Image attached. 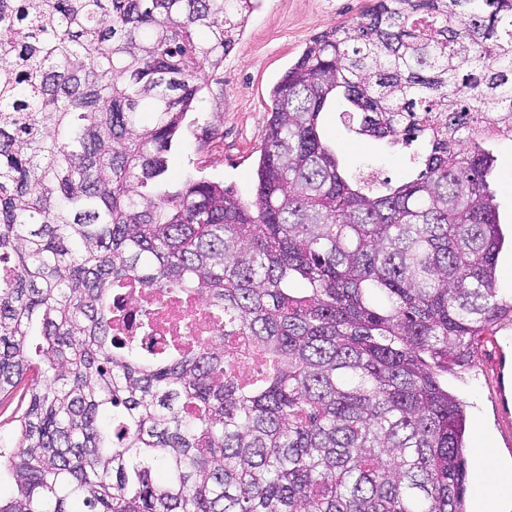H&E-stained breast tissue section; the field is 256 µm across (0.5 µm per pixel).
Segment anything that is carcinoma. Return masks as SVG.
Wrapping results in <instances>:
<instances>
[{
    "label": "carcinoma",
    "instance_id": "1",
    "mask_svg": "<svg viewBox=\"0 0 512 512\" xmlns=\"http://www.w3.org/2000/svg\"><path fill=\"white\" fill-rule=\"evenodd\" d=\"M254 9L0 0V400L27 396L0 512H467L448 375L512 331L490 183L512 0H374L273 86L252 197L171 191L173 141ZM338 97L353 132L425 144L415 178L346 176L318 129ZM130 280L196 292L259 366L115 341Z\"/></svg>",
    "mask_w": 512,
    "mask_h": 512
}]
</instances>
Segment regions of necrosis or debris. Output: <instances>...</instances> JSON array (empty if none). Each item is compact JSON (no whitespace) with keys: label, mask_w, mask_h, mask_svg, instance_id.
Instances as JSON below:
<instances>
[{"label":"necrosis or debris","mask_w":512,"mask_h":512,"mask_svg":"<svg viewBox=\"0 0 512 512\" xmlns=\"http://www.w3.org/2000/svg\"><path fill=\"white\" fill-rule=\"evenodd\" d=\"M112 333L146 351L210 347L243 348L242 338L224 336V320L197 294L171 288H143L129 282L112 295Z\"/></svg>","instance_id":"1"}]
</instances>
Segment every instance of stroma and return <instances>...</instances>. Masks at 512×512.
Masks as SVG:
<instances>
[{"mask_svg": "<svg viewBox=\"0 0 512 512\" xmlns=\"http://www.w3.org/2000/svg\"><path fill=\"white\" fill-rule=\"evenodd\" d=\"M371 0H259L224 72L205 89L194 113L168 154L167 180L178 185L192 173L232 184L243 197L253 192V176L270 118L269 91L313 37L356 20ZM335 102L321 113L322 135L335 148L349 174L399 184L416 177L413 155L422 142L392 146L345 128ZM491 186L499 202L506 238H512V142L497 147ZM448 387L468 405L472 447L487 444L498 468L512 471V334L499 333L478 349L477 365Z\"/></svg>", "mask_w": 512, "mask_h": 512, "instance_id": "obj_1", "label": "stroma"}]
</instances>
